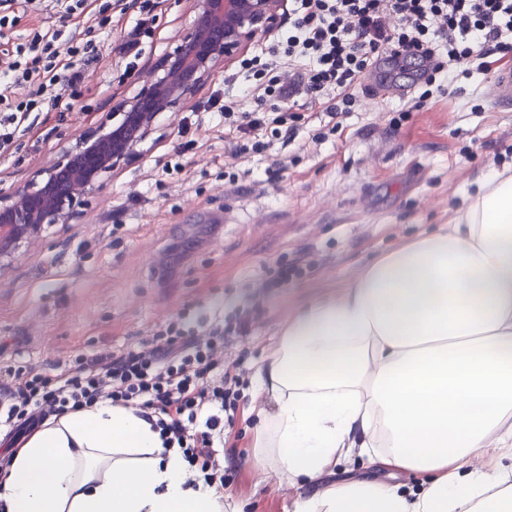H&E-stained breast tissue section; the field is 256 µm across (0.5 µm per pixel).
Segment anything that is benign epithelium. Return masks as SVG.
Returning <instances> with one entry per match:
<instances>
[{
  "instance_id": "1",
  "label": "benign epithelium",
  "mask_w": 512,
  "mask_h": 512,
  "mask_svg": "<svg viewBox=\"0 0 512 512\" xmlns=\"http://www.w3.org/2000/svg\"><path fill=\"white\" fill-rule=\"evenodd\" d=\"M195 2L190 27L160 65L163 74L140 79L135 96L112 113L118 123L100 122L83 135L76 153L38 172L40 180L0 194V263L41 225L68 223L103 175L136 155L160 113L179 111L217 62L231 64L258 36L273 34L283 18L284 0Z\"/></svg>"
}]
</instances>
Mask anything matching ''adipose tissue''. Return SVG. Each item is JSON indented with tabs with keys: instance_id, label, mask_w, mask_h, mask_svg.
Returning <instances> with one entry per match:
<instances>
[{
	"instance_id": "ef3b65f1",
	"label": "adipose tissue",
	"mask_w": 512,
	"mask_h": 512,
	"mask_svg": "<svg viewBox=\"0 0 512 512\" xmlns=\"http://www.w3.org/2000/svg\"><path fill=\"white\" fill-rule=\"evenodd\" d=\"M259 468L314 492L298 512H512V173L440 230L292 315L255 373ZM345 454L420 491L326 482ZM131 407L47 419L0 480L6 512H227Z\"/></svg>"
}]
</instances>
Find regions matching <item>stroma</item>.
Here are the masks:
<instances>
[{
  "label": "stroma",
  "instance_id": "obj_1",
  "mask_svg": "<svg viewBox=\"0 0 512 512\" xmlns=\"http://www.w3.org/2000/svg\"><path fill=\"white\" fill-rule=\"evenodd\" d=\"M152 37L126 70L119 28L99 34L101 53L78 97L19 133L0 157V192L29 183L75 151L80 135L138 89L189 28L195 0H158ZM276 58L257 73L216 66L180 111L159 116L138 153L120 163L66 224H46L0 266V366L56 374L79 355L109 358L139 348L184 308L207 320L250 309L248 336L220 352L235 366L244 410L225 428V489L237 512H295L299 488L252 464L259 408L254 375L289 316L339 294L358 269L454 215L484 174L512 165V109L493 107L494 71L445 84L424 108L408 97L361 92L351 112L332 119L335 89L280 102L294 113L295 136L261 129L258 152L237 154L234 136L209 102L254 107L253 87L300 75ZM212 209L227 223H205ZM288 282L268 287L282 265ZM420 486L414 474L339 460L334 481L355 477Z\"/></svg>",
  "mask_w": 512,
  "mask_h": 512
}]
</instances>
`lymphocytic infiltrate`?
<instances>
[{
    "label": "lymphocytic infiltrate",
    "mask_w": 512,
    "mask_h": 512,
    "mask_svg": "<svg viewBox=\"0 0 512 512\" xmlns=\"http://www.w3.org/2000/svg\"><path fill=\"white\" fill-rule=\"evenodd\" d=\"M294 19L281 30L266 55L247 59V66L264 71L269 57L311 58L315 65L301 76L304 91L314 95L336 87L330 114L346 112L354 104L361 80L374 61H419V79L426 86L414 99L423 106L429 88L441 75L461 66L482 71L512 53V0H293ZM157 0H63L64 20L84 21L79 40L60 49L61 30H32L16 44L0 65V155L10 151L31 112L56 106L63 93L78 90L88 66L99 57L97 34L113 17L135 13L137 20L121 44L126 58L139 59L144 38L150 37ZM279 84L256 86L257 108L234 111L231 104L212 99L211 107L240 137H248L266 122L286 124L285 112L269 114L260 106L267 98L291 97ZM248 316L233 327H211L206 341H198L184 319L171 321L154 340L139 350L111 361L78 358L66 372L25 374L0 368V429L12 438L35 431L47 418L90 408L103 402L138 407L164 447L180 448L191 482L224 488V466L214 446L224 436V416L238 412L237 375L213 379L217 351L224 342L245 335Z\"/></svg>",
    "instance_id": "f902f5d3"
}]
</instances>
